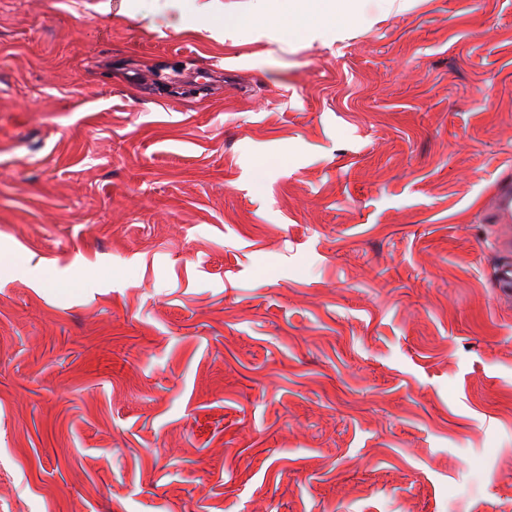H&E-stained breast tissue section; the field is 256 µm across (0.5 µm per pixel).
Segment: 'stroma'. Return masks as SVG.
<instances>
[{"mask_svg": "<svg viewBox=\"0 0 512 512\" xmlns=\"http://www.w3.org/2000/svg\"><path fill=\"white\" fill-rule=\"evenodd\" d=\"M101 2L0 0V512H512V0ZM288 4V19L296 20L300 28L309 30L311 33L318 31L320 21L343 22L357 18L361 13V5L358 0H336L331 11H323L316 17L310 18L305 11L304 0H281Z\"/></svg>", "mask_w": 512, "mask_h": 512, "instance_id": "stroma-1", "label": "stroma"}]
</instances>
